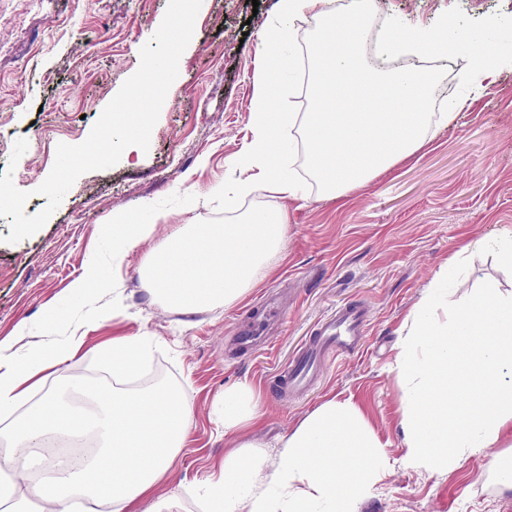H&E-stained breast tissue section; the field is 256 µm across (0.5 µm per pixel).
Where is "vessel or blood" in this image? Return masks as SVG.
Wrapping results in <instances>:
<instances>
[{"label": "vessel or blood", "mask_w": 512, "mask_h": 512, "mask_svg": "<svg viewBox=\"0 0 512 512\" xmlns=\"http://www.w3.org/2000/svg\"><path fill=\"white\" fill-rule=\"evenodd\" d=\"M369 318V309L361 303L344 306L330 314L323 321L317 337L291 361L287 380L289 393L305 392L331 360L359 352Z\"/></svg>", "instance_id": "obj_1"}]
</instances>
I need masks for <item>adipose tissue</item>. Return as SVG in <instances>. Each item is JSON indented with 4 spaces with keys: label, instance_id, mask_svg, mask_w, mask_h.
I'll return each mask as SVG.
<instances>
[{
    "label": "adipose tissue",
    "instance_id": "ef3b65f1",
    "mask_svg": "<svg viewBox=\"0 0 512 512\" xmlns=\"http://www.w3.org/2000/svg\"><path fill=\"white\" fill-rule=\"evenodd\" d=\"M307 14L331 23L328 34L305 48L311 93L324 109L291 113L288 130L301 143L320 193L335 198L416 153L431 126L453 122L455 114L426 111L436 82L431 70L368 63L362 55L366 26L354 14L332 9L331 0H278V23ZM339 99L357 106L335 111ZM29 334L21 323L0 339V437L26 450L43 446L48 437L85 433L96 438L97 451L83 467L54 473L51 484L30 496L19 491L21 474L0 464V512H75L74 497L97 499L106 483L113 500L134 512L179 455L188 423L168 386L130 390L129 375L141 364L146 340L113 341L111 386L85 391L86 406L75 407L55 395L30 397L23 380L71 358L77 340L39 342L20 351ZM255 399L247 385L225 390V432L254 420ZM378 448L357 411L330 401L288 437L263 482L253 479L262 457L255 448L225 458L220 478L201 481L197 494L211 512H346L349 501L366 496L380 480Z\"/></svg>",
    "mask_w": 512,
    "mask_h": 512
}]
</instances>
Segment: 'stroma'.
I'll return each mask as SVG.
<instances>
[{
	"label": "stroma",
	"mask_w": 512,
	"mask_h": 512,
	"mask_svg": "<svg viewBox=\"0 0 512 512\" xmlns=\"http://www.w3.org/2000/svg\"><path fill=\"white\" fill-rule=\"evenodd\" d=\"M278 0H202L193 37L179 62L152 131L148 151L80 176L46 224L6 243L0 218V338L21 322L33 338L66 342L85 310L71 283L90 260L108 272L119 307L85 322L81 344L65 363L38 376L34 397L63 390L65 379L105 383L101 366L116 338L148 336L153 352L135 386L175 387L189 408L186 444L154 488L173 498V512H207L195 487L245 442L281 446L318 407L334 401L357 409L382 446L384 472L358 512H512V490L489 472L493 455L472 456L451 469L406 465L402 391L396 363L405 323L437 285L460 244L490 239L512 227V69L481 89L460 80L474 58L470 34L491 53L512 58V0H375L377 25L364 43L381 53L388 27L455 28L453 54L439 57L433 111L460 99L450 125L410 158L335 199L309 188L294 200L270 192L244 196L241 207L284 210L281 253L254 288L228 308H166L146 291L143 259L184 225L217 217L212 195L240 170L251 144L260 78V35L276 18ZM169 0H0V174L12 171L29 192L26 215L47 199L37 187L50 173L58 144L89 135L123 82L138 69L139 51L160 26ZM28 149L9 158L18 139ZM122 216L130 229L152 224L148 239L118 256L109 231ZM450 293L458 302L482 282L512 292V271L499 256L473 250ZM288 287L292 299L266 346L229 355L224 340L264 317V298ZM364 301L370 325L360 353L337 358L298 396L282 389L295 352L336 307ZM251 386L259 400L250 425L225 432L215 403L226 389Z\"/></svg>",
	"instance_id": "obj_1"
}]
</instances>
